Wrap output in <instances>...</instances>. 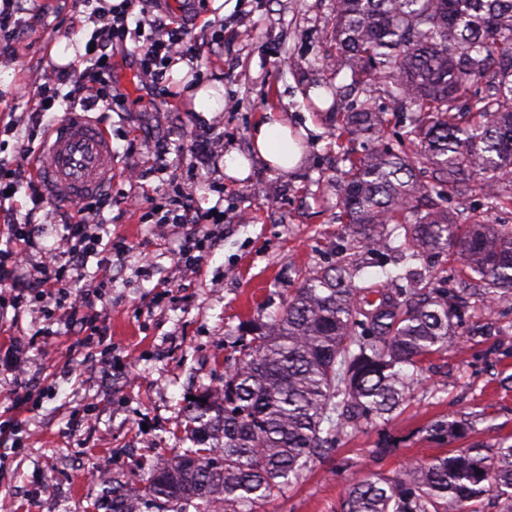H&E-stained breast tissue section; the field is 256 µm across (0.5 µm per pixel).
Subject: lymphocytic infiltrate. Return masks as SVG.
I'll list each match as a JSON object with an SVG mask.
<instances>
[{"label":"lymphocytic infiltrate","mask_w":512,"mask_h":512,"mask_svg":"<svg viewBox=\"0 0 512 512\" xmlns=\"http://www.w3.org/2000/svg\"><path fill=\"white\" fill-rule=\"evenodd\" d=\"M73 8H87L97 25L98 53L81 73L80 88L83 96L80 105L84 111L97 109L110 86V45L122 43L124 37L138 41L140 66L154 80H161L163 69L171 59L193 60L195 52L188 42V31L182 26L156 22V37L143 39L140 28L131 26L130 14L124 9L94 6L93 0H72ZM0 215L7 217V239L0 247V288L13 294L16 309H23L28 296L34 295L40 302L61 306L58 318L61 325L74 326L86 322L100 294L97 289L75 290L74 283L82 279L89 257L99 248L114 253H125L122 241L104 242L94 225L100 224L101 210L98 200L82 201L75 205L70 224L64 225L57 252L46 260L31 263L32 252L41 251L42 225L33 223L31 217H18L13 195L0 187ZM145 220L157 224H182L186 227V242H193L196 227L209 222L220 224L223 212L194 210L188 197L171 198L168 205L145 213ZM69 269L71 278H64L62 269Z\"/></svg>","instance_id":"lymphocytic-infiltrate-1"}]
</instances>
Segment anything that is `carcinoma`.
I'll use <instances>...</instances> for the list:
<instances>
[{"mask_svg": "<svg viewBox=\"0 0 512 512\" xmlns=\"http://www.w3.org/2000/svg\"><path fill=\"white\" fill-rule=\"evenodd\" d=\"M336 53L327 67L366 73L363 93L385 83L413 108L399 149L381 142L382 112L336 118V138L363 139L347 157L340 212L357 248L377 254L390 237L396 269L386 285L356 281L358 260L301 278L279 313L250 325V339L224 367V397L191 410L192 443L166 466L112 486L106 512L138 502L150 512H260L303 481L336 440L403 404L425 361L459 343L460 309L490 315L512 299V228L479 218L460 224L433 198L480 187L492 207H512V0H334ZM482 94L461 105L467 89ZM450 251L458 288H440L411 268L429 251ZM430 439L474 431L440 417ZM495 493L512 512V444L476 439L460 454L410 463L394 476L354 482L341 512H484Z\"/></svg>", "mask_w": 512, "mask_h": 512, "instance_id": "cac0c4a2", "label": "carcinoma"}]
</instances>
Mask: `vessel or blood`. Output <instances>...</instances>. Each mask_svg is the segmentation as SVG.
<instances>
[{
    "mask_svg": "<svg viewBox=\"0 0 512 512\" xmlns=\"http://www.w3.org/2000/svg\"><path fill=\"white\" fill-rule=\"evenodd\" d=\"M34 174L55 202L99 195L112 182L110 133L85 113H65L53 124Z\"/></svg>",
    "mask_w": 512,
    "mask_h": 512,
    "instance_id": "b4317fda",
    "label": "vessel or blood"
}]
</instances>
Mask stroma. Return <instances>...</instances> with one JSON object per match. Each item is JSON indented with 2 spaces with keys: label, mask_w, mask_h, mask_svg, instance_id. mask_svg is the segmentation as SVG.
<instances>
[{
  "label": "stroma",
  "mask_w": 512,
  "mask_h": 512,
  "mask_svg": "<svg viewBox=\"0 0 512 512\" xmlns=\"http://www.w3.org/2000/svg\"><path fill=\"white\" fill-rule=\"evenodd\" d=\"M40 4L38 18L13 42L15 55L0 54V120L23 131L37 100L18 87L43 84L56 66L54 45L88 41L94 29L63 0ZM131 12L187 28L199 47L189 74L197 83L219 82L224 107L201 120L171 75L147 82L134 43L112 49V88L124 95L125 109L99 115L114 151L113 203L103 217L129 250L89 258L85 272L101 287V317L55 336L53 355L41 351V303L25 309L30 386L23 411L13 409L11 384L0 385V416L20 419L17 430L0 436V501H10L11 512H100L102 487L90 475L97 459L112 457L117 480L135 486L153 457L183 448L189 400L202 386L223 384L245 323L277 311L303 274L359 256L339 218L336 178L347 167L344 153L361 155L364 145L336 139L333 115L358 108L362 96L350 87V71L326 67L335 50L333 0H189L183 13L133 0ZM319 85L338 93L316 110L308 92ZM271 108L305 131L304 160L289 173L253 157L251 130ZM203 131L223 142L206 167L191 153ZM162 144L172 147L167 174L128 182L129 169L149 167ZM233 151L251 160L246 179L224 172ZM126 194L156 207L179 194L205 209L220 206L224 222L200 240L202 261L191 278L176 275L182 239L175 228L141 222L121 204ZM15 203L18 216L33 213L45 226L43 246L54 247L71 206L48 202L36 212L23 191ZM441 204L463 222L480 215L512 227V208L489 209L478 192ZM494 317L490 335L462 336L434 356L391 420L337 440L335 451L265 512H339L357 480L392 476L438 454L442 444L427 439L425 428L440 415L468 418L482 440L512 437V305L497 307ZM89 335L93 345L79 347Z\"/></svg>",
  "instance_id": "35a3bbf8"
}]
</instances>
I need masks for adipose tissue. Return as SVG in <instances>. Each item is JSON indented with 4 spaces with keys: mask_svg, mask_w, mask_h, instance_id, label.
Listing matches in <instances>:
<instances>
[{
    "mask_svg": "<svg viewBox=\"0 0 512 512\" xmlns=\"http://www.w3.org/2000/svg\"><path fill=\"white\" fill-rule=\"evenodd\" d=\"M251 139L257 154L268 166L289 172L301 161L302 153L292 137L288 120L279 111H266L253 127Z\"/></svg>",
    "mask_w": 512,
    "mask_h": 512,
    "instance_id": "1",
    "label": "adipose tissue"
}]
</instances>
